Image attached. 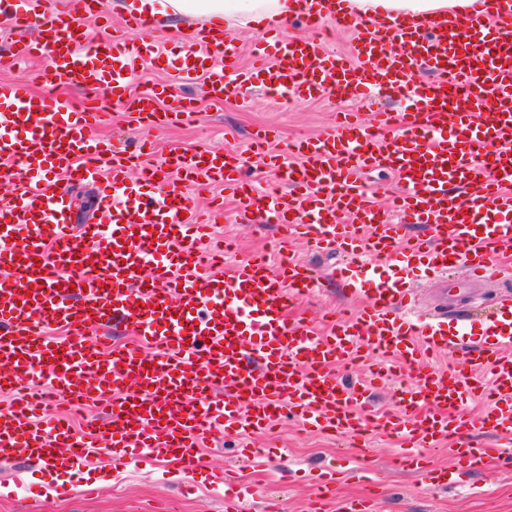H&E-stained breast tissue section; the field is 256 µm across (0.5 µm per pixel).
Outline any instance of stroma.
Here are the masks:
<instances>
[{
    "label": "stroma",
    "mask_w": 512,
    "mask_h": 512,
    "mask_svg": "<svg viewBox=\"0 0 512 512\" xmlns=\"http://www.w3.org/2000/svg\"><path fill=\"white\" fill-rule=\"evenodd\" d=\"M282 27L287 36L305 34L323 41L328 51L344 55L350 52L352 32L337 22L330 20L320 29L307 30L299 21L289 19ZM136 87L157 90L164 104L174 95L193 99L198 112L196 121L185 126H139L129 121L126 107L117 106L111 108L109 120L99 127V135H122L134 144L150 140L157 160L166 156L173 145L187 151L200 146L238 151L244 155L245 176L264 187L274 184V175L261 156L248 150V140L258 127L275 129L274 147L279 150L297 137L326 133L334 126L337 112L345 109L366 115L379 107L395 112L404 109L403 102L396 98L364 95L341 100L335 92L328 91L318 100L299 102L289 95L274 97L251 87L233 88L223 101L216 102L207 96L204 86L177 83L172 72L150 67L141 71ZM276 236L273 225L239 222L235 205L229 199L224 202L223 223L212 227L215 242L231 245L224 254L228 265L254 252L275 255ZM442 287L450 294L449 314L466 317L473 326L474 340H482L485 320L494 311L497 286L469 285L464 272L458 269L449 274L447 281L416 283L421 309L437 306L438 290ZM356 304V299L332 285L294 300L292 310L319 322L326 313L349 311ZM274 434L280 452L258 466L239 461L235 450L240 437L221 432L215 434L204 455L208 467H238L245 481L259 486L261 497L251 512H305V504L315 488L290 481L288 473L297 467L311 470L324 465L336 468L342 475L336 491L340 498L362 497L370 492L367 484L351 478V471L382 474L378 512H512V470L493 467L463 483L433 487L396 466L399 445L394 435L370 434L360 447L347 438L308 431L293 419L280 422ZM83 470L85 476L97 481L100 494L87 497L81 487L74 486L60 497L56 489L68 480L64 472L34 461L0 464V475L15 474L20 478L16 484L0 483V512H151L160 499L168 501L173 512H224L223 489L204 484L195 494H182L177 476L168 474L161 463L118 472L111 456L104 452L84 463Z\"/></svg>",
    "instance_id": "1"
}]
</instances>
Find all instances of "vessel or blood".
<instances>
[{"mask_svg":"<svg viewBox=\"0 0 512 512\" xmlns=\"http://www.w3.org/2000/svg\"><path fill=\"white\" fill-rule=\"evenodd\" d=\"M56 12L35 39L0 54V68L20 58L43 61V83L68 78L90 95L108 93L134 120L162 126L195 118L193 100L161 110L147 89L131 94L138 70L162 68L164 52L141 36L147 15L89 36L84 22L102 0H76ZM301 17L313 28L339 19L352 28V56L329 54L306 37L281 38L277 26L254 46L272 65L241 67L223 27L203 25L179 82L203 81L210 99L229 88L260 87L307 101L333 86L351 97L376 88L410 101L406 112H378L372 122L343 113L335 130L269 150L258 130L251 150L282 189L259 190L242 179L244 157L174 146L150 162V146L94 138L103 121L94 108L65 96L35 94L0 80V176L13 195L0 204V460L24 458L74 471L96 448L120 465L162 462L185 478L223 485L224 512H246L256 489L230 470L203 472L200 451L214 432L254 434L289 414L321 434H396L401 467L447 486L492 467L512 446V299H502L482 342L468 325L421 320L418 298L402 273L466 270L474 282L497 277L496 260L512 249V0H497L489 22L454 30L448 18L400 21L338 15L336 0H311ZM45 0H0V22L24 31ZM427 68L432 84L418 82ZM139 167V179L130 170ZM386 168L402 191L393 207L428 229L409 237L362 188ZM102 182V222L73 228L68 185ZM219 186L251 222L276 225L280 259L249 256L229 270H208L207 222L190 212L182 187ZM305 239L346 258L336 277L366 301L350 317L318 331L290 317L292 300L315 290L312 269L288 253ZM454 349L459 366L436 369ZM366 364L363 376L339 381L333 367ZM418 372L403 390L398 415L375 408L370 388L398 366ZM54 395L79 404L106 401L105 418L81 432L62 417L39 416ZM486 402L467 417L466 407ZM479 429L493 447H456L452 468L426 450ZM307 512H375L372 498L334 503L336 474L314 478Z\"/></svg>","mask_w":512,"mask_h":512,"instance_id":"b4317fda","label":"vessel or blood"}]
</instances>
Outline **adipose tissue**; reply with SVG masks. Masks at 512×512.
<instances>
[{"label":"adipose tissue","mask_w":512,"mask_h":512,"mask_svg":"<svg viewBox=\"0 0 512 512\" xmlns=\"http://www.w3.org/2000/svg\"><path fill=\"white\" fill-rule=\"evenodd\" d=\"M152 14L209 20L230 26L281 22L292 16L294 0H139ZM345 10L392 21L409 15H441L465 22L466 18L494 9V0H345Z\"/></svg>","instance_id":"obj_1"}]
</instances>
